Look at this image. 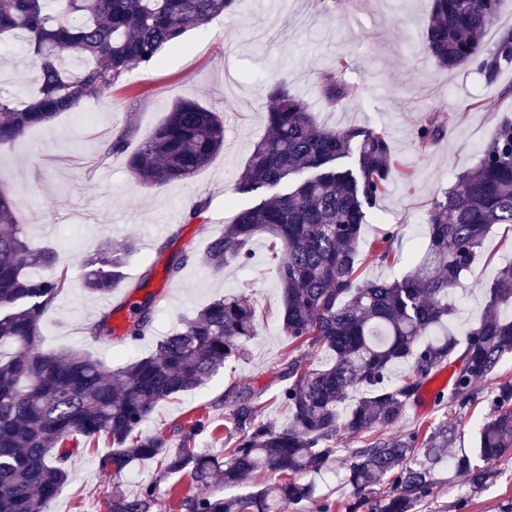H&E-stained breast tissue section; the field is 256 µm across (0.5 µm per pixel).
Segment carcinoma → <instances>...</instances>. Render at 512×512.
Masks as SVG:
<instances>
[{"label":"carcinoma","instance_id":"obj_1","mask_svg":"<svg viewBox=\"0 0 512 512\" xmlns=\"http://www.w3.org/2000/svg\"><path fill=\"white\" fill-rule=\"evenodd\" d=\"M501 0H434L425 46L444 68L469 65L492 82L512 68V28L491 45L482 42L497 18ZM237 0H0V41L24 34L40 70L29 93L0 89V149L31 127L46 126L59 113L74 111L88 98L109 99L130 72L149 66L165 47L189 30L232 11ZM320 97L334 105L353 86L328 72L318 83ZM269 134L254 144L237 178V190L251 193L282 186L276 196L242 210L214 239L201 263L215 274L249 259L256 237L270 240L269 260L282 288L280 321L288 339L277 399L288 424L276 427L262 417L263 391L235 382L228 387L232 427L224 433V454L193 448L211 425L198 413L180 425L181 447L170 451L164 437L142 427L157 405L188 392L217 370L238 360L257 334L265 311L235 296L216 299L179 326L155 353L116 369L82 353L37 351L44 315L69 287L68 271L43 277L56 266L55 250L34 242L17 215L14 197L0 188V512H42L62 490L73 451L100 440L107 452L99 468L122 474L136 459L155 462L161 475H188L196 485L217 480L235 488L263 478L248 494L225 498L207 491L182 497L170 512H290L316 502L307 476L334 462L340 440L357 437L344 476L356 512L381 479L390 481L375 501V512H419L446 462L470 476L474 487L486 473L474 459L512 455V382L487 395L490 417L477 435L475 458H448V424L430 432L392 435L410 405L443 365L454 370L448 408H465L475 383L512 355V264L502 267L489 290L488 310L475 325L454 330L448 294L458 287L495 224L512 226V118L503 117L477 165L433 199L428 212L429 242L400 279L359 281L361 227L367 211L389 189L398 161L384 129H330L319 125L300 97L284 83L268 92ZM437 116L416 130L426 147L447 135ZM351 167L339 165L352 142ZM224 146L223 117L194 100H180L166 120L127 156L132 176L146 186L192 178ZM311 170L301 181L291 177ZM389 230L368 246L381 262L396 259ZM136 251L127 239L85 263L84 288L112 294L126 259ZM161 297L134 306L126 338L138 341L151 326ZM110 315L88 327L96 340L112 335ZM301 355H295V352ZM332 354L325 365L305 368L303 359ZM400 366L405 375L392 383ZM358 401L343 407L349 395ZM155 485L129 496L112 490L108 512H156Z\"/></svg>","mask_w":512,"mask_h":512}]
</instances>
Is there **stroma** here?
<instances>
[{"label": "stroma", "instance_id": "35a3bbf8", "mask_svg": "<svg viewBox=\"0 0 512 512\" xmlns=\"http://www.w3.org/2000/svg\"><path fill=\"white\" fill-rule=\"evenodd\" d=\"M432 0H239L237 8L217 17L203 30L188 31L179 44L165 47L154 63L137 70L107 100L87 99L53 123L36 127L0 152V187L15 198L22 223L38 243L54 247L58 269L67 270L70 286L40 325L45 351L77 350L117 366L155 352L180 319L224 295L258 301L267 318L246 344L247 356L234 368L220 370L203 385L158 404L147 432L161 433L168 448L182 442L180 424L209 412L214 432L197 436L199 450L224 449V426L232 410L227 389L233 382L262 389L263 417L278 424L288 419L278 402L277 374L288 357L279 313L282 290L266 264L268 242L250 244L249 267L229 266L215 275L194 261L232 223L239 210L253 202L236 189V179L255 142L268 133L266 95L283 81L304 97L316 120L329 128L350 126L386 129L399 165L388 193L369 209L362 227V245L396 230L398 260L378 263L367 257L369 279L403 277L409 258L426 241L428 211L434 197L450 187L457 173L474 167L496 124L512 115V69L494 83L469 67L445 69L425 51ZM346 60L342 81L356 92L325 105L316 84L322 73ZM39 69L25 51L0 44V89H35ZM193 99L224 117V148L192 178L162 187L140 185L126 168L127 152L135 151L168 115L175 101ZM443 116L448 133L433 146L420 147L415 132L430 114ZM130 130L126 153H111L108 143ZM209 205L201 218L188 214L200 199ZM135 238L138 249L127 260L125 278L111 297L100 299L82 288V261L88 255ZM175 275L167 270L173 264ZM512 263V226L491 229L471 272L449 295L455 324L477 322L486 306V290L498 269ZM161 294L163 303L149 331L136 343L101 342L86 328L110 314L115 335L125 326L123 300ZM512 380V356L497 371L476 383L474 401L462 414L448 411L434 394L424 393L422 409H411L400 432L447 423L449 455L470 453L476 432L489 414L486 395ZM357 438H343L332 468L315 480L318 505L327 512H345L352 489L343 481ZM103 447L76 456L62 492L43 512H107L113 486L127 494L141 485L196 493L189 477L160 476L155 462L138 460L121 477L101 471ZM488 479L474 490L452 466L441 468L421 512H512V456L483 464Z\"/></svg>", "mask_w": 512, "mask_h": 512}]
</instances>
